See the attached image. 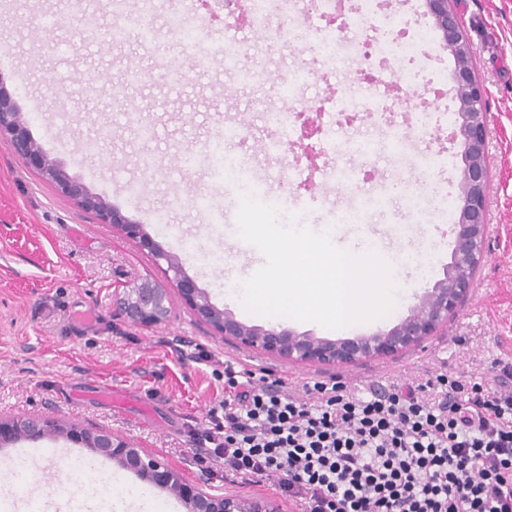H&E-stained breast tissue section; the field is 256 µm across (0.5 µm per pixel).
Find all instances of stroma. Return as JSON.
I'll return each mask as SVG.
<instances>
[{"mask_svg":"<svg viewBox=\"0 0 512 512\" xmlns=\"http://www.w3.org/2000/svg\"><path fill=\"white\" fill-rule=\"evenodd\" d=\"M457 2L472 67L487 91L488 249L471 295L436 336L394 357L327 366L287 363L226 342L179 301L165 324L132 325L114 307L119 291L144 278L170 287L165 265L42 178L16 152L11 135L1 133L0 417L104 428L135 440L190 485L212 494L273 498L284 512H299L276 480L255 483L197 454L196 435L208 428L209 410L224 393L225 362L296 393L316 381H340L366 396L440 373L496 383L502 368L512 367V0ZM89 21L100 31L110 29L108 0H0V53L14 61L0 70V82L43 152L91 194L141 225L213 305L245 324L265 323L223 289L265 262L257 248L233 245L231 225L214 221L219 214L236 216L242 195L214 177L206 160L215 129L225 125L238 128L227 151L268 177L281 196L284 224H327L361 208L340 243L356 252L376 248L393 263L395 277L408 290L400 316L442 278L458 212L443 210L439 199L456 195L463 162L459 145L436 137L438 113H431L426 128L412 129L398 152L375 112L358 113L349 125L323 124L313 158L298 147L275 161L263 150L283 133L269 114L271 106L282 104L284 84L312 64L308 43L294 35L319 27L317 10L291 8L280 15L273 51L268 34L253 32L246 19L228 26L200 4L188 34L171 30L165 12L151 15L157 38L149 47L133 35L118 44L85 45L81 32ZM216 33L248 48L246 64L257 69L259 80L243 81L218 56L196 65L191 40ZM163 63L186 71L189 85L164 80ZM133 68L147 73L144 83H127ZM356 92L346 64L315 74L302 89L313 99ZM103 125L111 133L101 138L97 129ZM142 125L155 130V139L140 136ZM92 138L95 153L81 154V143ZM355 139L369 143L368 154L349 151L338 163L354 171L353 180L323 185L319 167L328 143ZM187 152L198 156L195 168L182 167ZM147 156L153 160L149 170L142 165ZM128 181L140 184L141 195L123 193ZM403 252L433 253L430 277L398 263ZM199 350L208 360H188V353ZM89 454L63 437L0 447V461L23 457L32 466L26 482L12 469H0V512H25L37 493L43 512H145L137 501L116 496L118 486L140 485V478L104 458L97 461L98 491H70V461Z\"/></svg>","mask_w":512,"mask_h":512,"instance_id":"35a3bbf8","label":"stroma"}]
</instances>
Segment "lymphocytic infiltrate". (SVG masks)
Wrapping results in <instances>:
<instances>
[{
  "instance_id": "lymphocytic-infiltrate-1",
  "label": "lymphocytic infiltrate",
  "mask_w": 512,
  "mask_h": 512,
  "mask_svg": "<svg viewBox=\"0 0 512 512\" xmlns=\"http://www.w3.org/2000/svg\"><path fill=\"white\" fill-rule=\"evenodd\" d=\"M436 381L431 396L322 381L295 395L229 362L205 454L278 478L302 512H512V390Z\"/></svg>"
}]
</instances>
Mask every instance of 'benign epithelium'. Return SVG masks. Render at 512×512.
<instances>
[{"label":"benign epithelium","instance_id":"benign-epithelium-1","mask_svg":"<svg viewBox=\"0 0 512 512\" xmlns=\"http://www.w3.org/2000/svg\"><path fill=\"white\" fill-rule=\"evenodd\" d=\"M426 4L429 16L442 34L443 49L456 61L457 121L452 139L460 142L463 158L457 195L458 219L454 224L452 261L444 277L418 299L405 319L385 332L353 339H327L276 327L248 326L238 321L231 313L213 306L207 294L185 275L176 259L161 250L143 232L141 225L129 222L102 197L88 193L29 139L24 121L16 111L10 93L1 83L0 131L11 132L16 150L62 193L95 211L104 223L119 227L155 261L165 262L167 270L172 272L170 280L180 301L224 336V340L286 362L352 365L369 358L391 357L422 344L448 322V317L470 295L474 284L473 268L481 263L486 248V201L490 175L486 150V92L473 70L471 48L451 0H426ZM318 117L316 111L295 115L300 123L303 150L308 153L315 150L310 140L320 132ZM171 308L172 298L167 289L149 281L127 288L118 302L119 314L141 327L162 323L169 317ZM47 435L79 438V442L98 456L110 459L120 467L136 472L143 480L168 490L184 502L188 512H280V507L268 498L213 495L195 489L183 482L173 469L146 454L136 444L106 429L78 431L58 422L33 417L0 419L1 447L22 438L39 439Z\"/></svg>","mask_w":512,"mask_h":512}]
</instances>
